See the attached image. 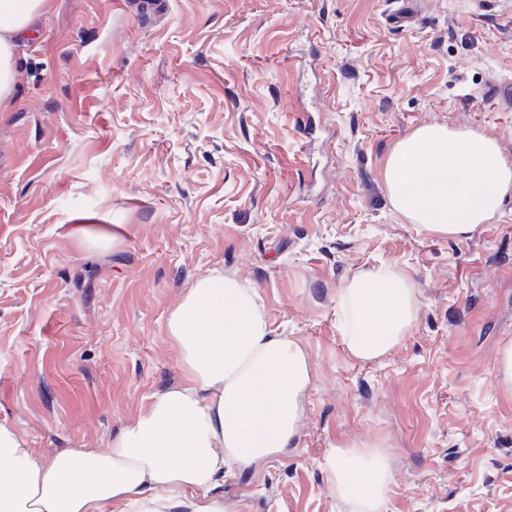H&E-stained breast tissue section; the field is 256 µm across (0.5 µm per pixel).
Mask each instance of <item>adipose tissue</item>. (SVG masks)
Returning <instances> with one entry per match:
<instances>
[{
    "label": "adipose tissue",
    "mask_w": 512,
    "mask_h": 512,
    "mask_svg": "<svg viewBox=\"0 0 512 512\" xmlns=\"http://www.w3.org/2000/svg\"><path fill=\"white\" fill-rule=\"evenodd\" d=\"M51 0H0V109L9 107L15 50ZM394 209L420 230L463 238L512 195V163L496 140L425 125L392 150L384 171ZM350 353L372 361L413 325L418 301L401 272L355 275L340 297ZM167 333L185 372L108 451L43 459L0 424V512H225V476L285 453L310 372L303 350L273 329L255 289L221 272L203 277L170 312ZM331 484L359 512H381L392 482L378 450H336Z\"/></svg>",
    "instance_id": "obj_1"
}]
</instances>
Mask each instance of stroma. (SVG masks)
<instances>
[{
	"label": "stroma",
	"mask_w": 512,
	"mask_h": 512,
	"mask_svg": "<svg viewBox=\"0 0 512 512\" xmlns=\"http://www.w3.org/2000/svg\"><path fill=\"white\" fill-rule=\"evenodd\" d=\"M54 0L18 49L0 110V422L50 458L111 446L181 385L169 313L219 271L255 288L305 352L285 454L226 478L227 512H354L332 449L377 444L382 512H512V197L469 237L392 206L396 144L429 124L495 139L512 162V0ZM104 233L91 247L85 233ZM394 267L414 324L356 359L339 297ZM392 6L388 24L398 30H406L416 25L421 15V4L417 0H390Z\"/></svg>",
	"instance_id": "35a3bbf8"
}]
</instances>
